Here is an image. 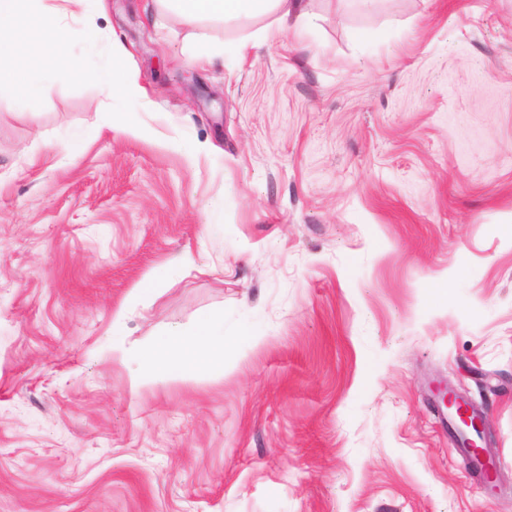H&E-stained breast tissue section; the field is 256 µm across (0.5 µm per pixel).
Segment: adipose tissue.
Returning a JSON list of instances; mask_svg holds the SVG:
<instances>
[{
	"label": "adipose tissue",
	"instance_id": "obj_1",
	"mask_svg": "<svg viewBox=\"0 0 512 512\" xmlns=\"http://www.w3.org/2000/svg\"><path fill=\"white\" fill-rule=\"evenodd\" d=\"M161 7L179 14L187 23L202 20L222 22L263 18L266 26L251 33L253 44L265 42L271 26L289 15H296L294 32L304 37L311 24L310 15L299 0H158ZM141 366L159 376H191L224 360V314H208L193 328L170 326L149 348L136 356Z\"/></svg>",
	"mask_w": 512,
	"mask_h": 512
}]
</instances>
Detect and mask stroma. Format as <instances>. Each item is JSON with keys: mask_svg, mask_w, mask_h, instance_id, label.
<instances>
[{"mask_svg": "<svg viewBox=\"0 0 512 512\" xmlns=\"http://www.w3.org/2000/svg\"><path fill=\"white\" fill-rule=\"evenodd\" d=\"M301 4L242 51L258 21L87 0L125 132L104 83L0 93V512H512V0ZM216 309L223 366L134 381Z\"/></svg>", "mask_w": 512, "mask_h": 512, "instance_id": "obj_1", "label": "stroma"}]
</instances>
